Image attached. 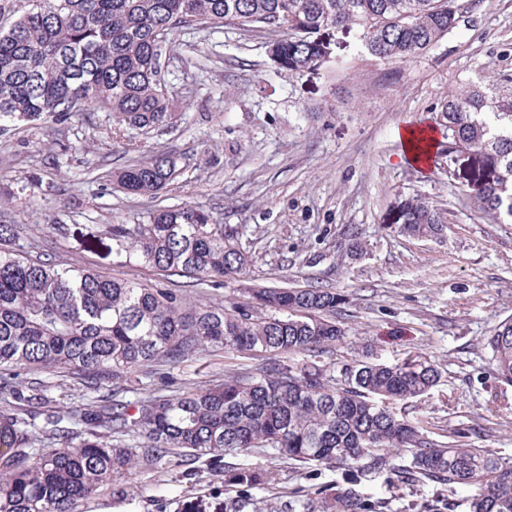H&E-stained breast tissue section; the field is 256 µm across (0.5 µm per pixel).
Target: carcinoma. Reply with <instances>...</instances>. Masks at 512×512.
<instances>
[{
  "instance_id": "obj_1",
  "label": "carcinoma",
  "mask_w": 512,
  "mask_h": 512,
  "mask_svg": "<svg viewBox=\"0 0 512 512\" xmlns=\"http://www.w3.org/2000/svg\"><path fill=\"white\" fill-rule=\"evenodd\" d=\"M20 3L11 27L0 30V124L68 117L73 105L96 102L112 112L116 129L149 131L173 124L162 76V46L188 25L224 23L243 32L268 30V57L279 70L300 73L326 55L324 34L358 27L362 48L382 61L408 63L452 34L457 0H45ZM447 150L468 151L484 170L477 202L488 214L512 217V78L484 76L448 92L439 105ZM179 174L177 161L157 156L113 172L112 184L130 196L155 195ZM408 237L439 233L441 212L412 197L399 209ZM84 243L108 239L119 264L197 281L235 279L249 263L238 227L217 224L191 206L150 213L141 224L87 227ZM23 227L0 224V370L73 371L94 389L144 364L179 362L202 347L273 356L325 351L343 335L336 322L341 294L327 288H251L247 305L187 306L175 288L81 265L45 260L23 244ZM499 374L512 381V318L486 340ZM438 368L417 357L402 363L363 361L341 383L310 364L293 371L272 361L257 375L229 377L199 392L129 411L84 409L87 436L74 443L61 420H51L57 447H33V418L0 415V512H77L112 476L150 468L183 449L220 461L266 448L298 462H336L351 468L370 458L387 465L385 450L406 448L410 464L390 468L400 483L420 478L474 490L469 512H512V462L483 448L429 436L390 409L392 401L426 394ZM140 431L144 448H114L98 429ZM249 486L248 468L224 470ZM331 512H362L353 491L326 503Z\"/></svg>"
}]
</instances>
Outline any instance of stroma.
<instances>
[{"instance_id": "35a3bbf8", "label": "stroma", "mask_w": 512, "mask_h": 512, "mask_svg": "<svg viewBox=\"0 0 512 512\" xmlns=\"http://www.w3.org/2000/svg\"><path fill=\"white\" fill-rule=\"evenodd\" d=\"M452 35L406 64L365 54L357 30L327 31L332 53L301 74L276 69L268 34L214 24L178 32L163 51L165 81L178 106L173 126L117 132L112 114L95 104L70 119L18 121L0 130V150L17 163L0 170V224L26 227L41 258L91 266L112 275L178 288L186 302L231 306L247 288H330L343 330L329 353H289L280 363H317L327 376L358 361L397 363L419 356L434 363L439 383L423 396L394 402L408 421L447 440L512 459V382L485 348L512 317V222L475 202L478 160L434 146L426 164L411 162L404 128L437 126L435 106L448 91L483 75L512 77V0H459ZM166 153L183 173L153 196L130 197L106 173L135 159ZM418 196L443 216L441 235L400 233L397 207ZM187 205L217 223L237 226L251 263L237 280L184 285L182 277L113 263L107 247H84L76 231L95 224H140L150 212ZM69 225L64 238L55 227ZM362 253L346 254L350 232ZM266 354L211 348L184 360L133 370L110 389H90L68 371L24 372L0 389V414L26 407L39 386L37 447L51 449L48 418L74 409L137 406L258 372ZM255 470L250 487L224 480L225 465ZM389 470L367 474L354 491L383 512H467V488L427 481L391 484ZM348 488L338 464H301L254 448L227 463L170 457L107 481L79 512H288L320 507L325 494Z\"/></svg>"}]
</instances>
